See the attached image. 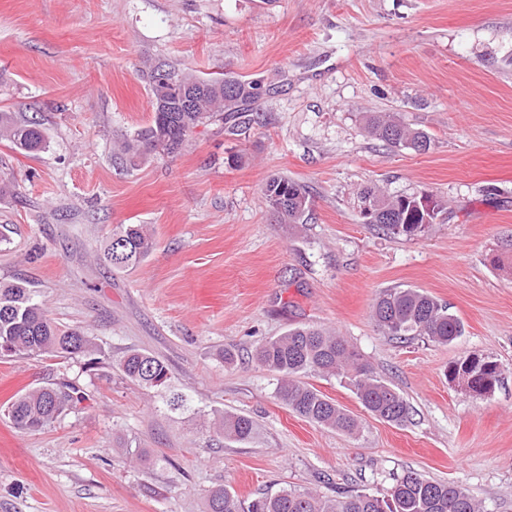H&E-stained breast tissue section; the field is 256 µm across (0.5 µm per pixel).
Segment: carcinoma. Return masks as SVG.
<instances>
[{
    "mask_svg": "<svg viewBox=\"0 0 512 512\" xmlns=\"http://www.w3.org/2000/svg\"><path fill=\"white\" fill-rule=\"evenodd\" d=\"M261 85L233 76L205 80L192 74L178 75L156 69L150 79L153 115L151 122L124 143L134 156L152 149L171 154L181 149L193 131L218 117L231 121L252 111ZM367 132L391 147L426 152L431 145L427 133L414 129L393 115L378 112L367 119ZM32 153L44 149L47 141L41 123L16 121L11 113L0 112V140ZM267 206L279 224L298 226L309 207V195L300 183L273 177L262 187ZM360 214L393 236L416 237L433 223L440 204L425 208L419 196L387 195L377 187L360 190ZM154 247L152 235L143 224H122L112 231L99 259L115 270L136 267ZM372 317L387 335L396 338L426 336L450 345L463 334V323L448 307L422 289L396 286L382 289L372 306ZM9 344L10 354L84 357L94 366L104 357L102 348L83 331L61 328L36 301L23 282H0V344ZM256 362L280 377L278 396L290 409L318 425L354 435L358 419L336 404L303 377L315 373L347 380L362 406L388 423L402 424L409 418V406L399 392L373 374L360 355L342 336L325 330L299 326L282 336L259 344ZM123 374L146 388L168 383V369L162 360L140 350L128 351L120 361ZM498 364L484 367L476 382L492 388L500 382ZM82 399L79 389L42 387L11 400L6 408L9 420L19 429L38 431L58 419ZM221 427L224 438L246 443L253 438V421L241 414L226 413ZM207 512H484L482 503L463 487L435 481L408 471L377 492L357 491L336 498L313 491L283 488L275 494L251 501L248 506L227 488L211 492Z\"/></svg>",
    "mask_w": 512,
    "mask_h": 512,
    "instance_id": "obj_1",
    "label": "carcinoma"
}]
</instances>
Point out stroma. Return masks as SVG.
Returning a JSON list of instances; mask_svg holds the SVG:
<instances>
[{
    "mask_svg": "<svg viewBox=\"0 0 512 512\" xmlns=\"http://www.w3.org/2000/svg\"><path fill=\"white\" fill-rule=\"evenodd\" d=\"M160 66L261 83L258 121L130 157L121 145L151 121ZM0 112L38 118L48 142L30 155L0 141V181L17 186L0 197V281H28L53 321L107 354L91 370L0 358V406L66 382L84 396L36 432L0 414V512H205L219 486L244 502L285 486L331 497L406 470L512 512V275L498 266L512 261V0H0ZM369 112L422 129L430 149L385 146L364 129ZM281 175L311 195L293 232L261 194ZM369 184L442 211L424 235L386 236L360 220ZM120 224L156 241L126 272L95 258ZM393 286L447 304L463 336L383 334L372 304ZM300 325L345 336L409 420L376 419L318 374L308 383L360 433L290 410L252 355ZM130 349L163 360L167 386L127 379ZM470 354L500 364L490 394L446 378ZM175 393L187 408L168 406ZM227 412L253 420L251 441L225 439Z\"/></svg>",
    "mask_w": 512,
    "mask_h": 512,
    "instance_id": "1",
    "label": "stroma"
}]
</instances>
